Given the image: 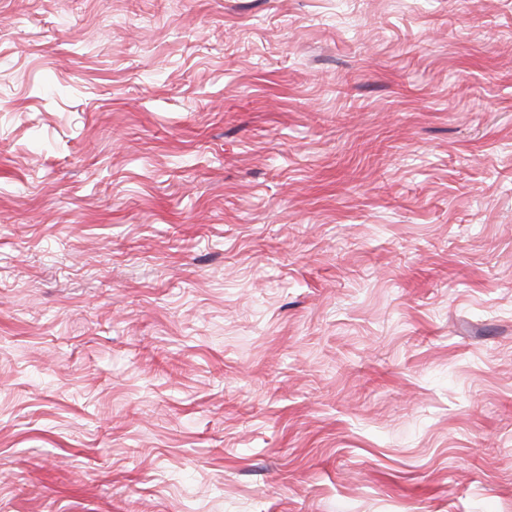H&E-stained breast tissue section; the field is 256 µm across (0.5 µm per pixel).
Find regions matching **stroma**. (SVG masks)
Instances as JSON below:
<instances>
[{
    "label": "stroma",
    "mask_w": 512,
    "mask_h": 512,
    "mask_svg": "<svg viewBox=\"0 0 512 512\" xmlns=\"http://www.w3.org/2000/svg\"><path fill=\"white\" fill-rule=\"evenodd\" d=\"M0 512H512V0H0Z\"/></svg>",
    "instance_id": "35a3bbf8"
}]
</instances>
